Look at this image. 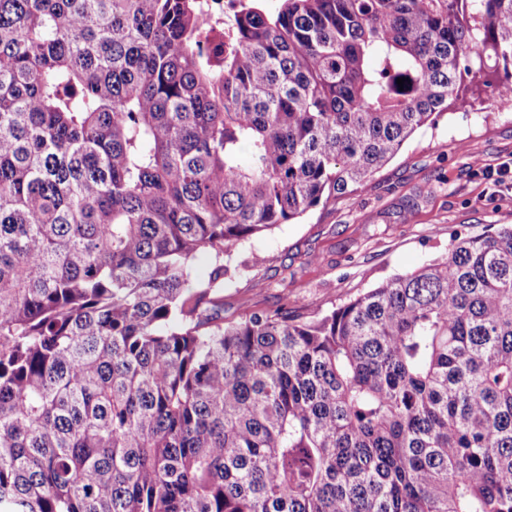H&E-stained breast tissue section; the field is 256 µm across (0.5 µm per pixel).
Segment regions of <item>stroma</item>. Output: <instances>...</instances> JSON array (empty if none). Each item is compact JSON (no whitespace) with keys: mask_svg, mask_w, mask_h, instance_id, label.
<instances>
[{"mask_svg":"<svg viewBox=\"0 0 512 512\" xmlns=\"http://www.w3.org/2000/svg\"><path fill=\"white\" fill-rule=\"evenodd\" d=\"M480 159L482 169L471 166ZM512 225V100L483 88L418 130L365 188L240 245L224 319L282 306L317 318L442 257L454 236Z\"/></svg>","mask_w":512,"mask_h":512,"instance_id":"obj_1","label":"stroma"}]
</instances>
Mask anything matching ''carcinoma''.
I'll return each instance as SVG.
<instances>
[{
	"label": "carcinoma",
	"mask_w": 512,
	"mask_h": 512,
	"mask_svg": "<svg viewBox=\"0 0 512 512\" xmlns=\"http://www.w3.org/2000/svg\"><path fill=\"white\" fill-rule=\"evenodd\" d=\"M491 61L512 0H0V512H512V227L224 323Z\"/></svg>",
	"instance_id": "1"
}]
</instances>
